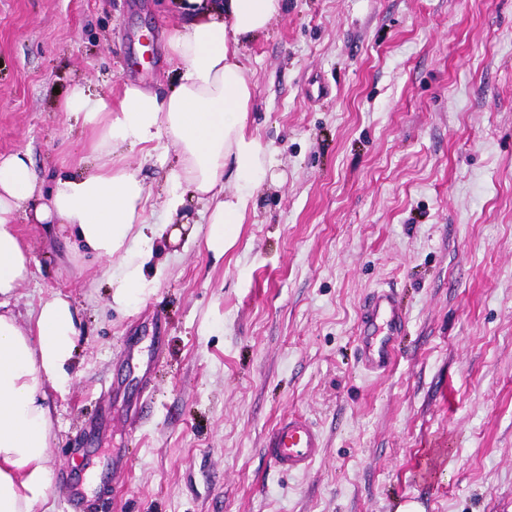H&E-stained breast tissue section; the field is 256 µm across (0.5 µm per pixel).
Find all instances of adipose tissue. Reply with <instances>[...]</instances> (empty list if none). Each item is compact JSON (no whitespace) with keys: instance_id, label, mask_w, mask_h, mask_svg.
Masks as SVG:
<instances>
[{"instance_id":"adipose-tissue-1","label":"adipose tissue","mask_w":512,"mask_h":512,"mask_svg":"<svg viewBox=\"0 0 512 512\" xmlns=\"http://www.w3.org/2000/svg\"><path fill=\"white\" fill-rule=\"evenodd\" d=\"M182 9L167 42L170 96L127 84L112 101L78 84L64 99V112L90 132L92 171L58 178L45 197L29 153L0 159V512H33L48 498V393L71 384L79 335L76 309L58 295L30 313L29 326L19 324L12 304L30 258L18 213L69 228L75 250L109 260L111 302L123 310L143 303L166 276L158 240L194 239L181 228L188 197L207 202L205 245L221 254L272 175L271 151L247 129L252 90L239 56L280 18L283 0H184ZM135 147L178 154L164 176L161 220L149 218L151 194L125 163V149Z\"/></svg>"}]
</instances>
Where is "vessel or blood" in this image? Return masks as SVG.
<instances>
[{
	"label": "vessel or blood",
	"mask_w": 512,
	"mask_h": 512,
	"mask_svg": "<svg viewBox=\"0 0 512 512\" xmlns=\"http://www.w3.org/2000/svg\"><path fill=\"white\" fill-rule=\"evenodd\" d=\"M359 333L360 356L368 371L387 370L394 362L397 336L405 330V315L390 290H382L365 302ZM324 442L320 430L299 416L283 418L271 429L266 451L284 472L307 471L320 456Z\"/></svg>",
	"instance_id": "vessel-or-blood-1"
}]
</instances>
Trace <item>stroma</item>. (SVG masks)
Segmentation results:
<instances>
[{
	"label": "stroma",
	"mask_w": 512,
	"mask_h": 512,
	"mask_svg": "<svg viewBox=\"0 0 512 512\" xmlns=\"http://www.w3.org/2000/svg\"><path fill=\"white\" fill-rule=\"evenodd\" d=\"M172 9L0 0V157L29 151L45 193L79 172L62 101L169 93ZM241 61L274 177L223 257L189 201L196 241L118 312L107 263L18 224L15 313L60 295L81 330L34 512H72L73 483L89 512H512V0H285ZM176 160L127 156L154 217ZM380 288L407 325L372 373L356 329ZM295 413L324 448L289 475L265 439Z\"/></svg>",
	"instance_id": "obj_1"
}]
</instances>
